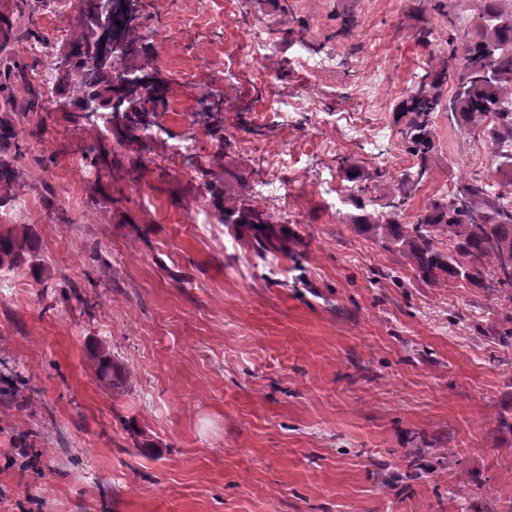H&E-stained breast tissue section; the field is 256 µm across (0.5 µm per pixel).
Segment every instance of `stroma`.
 Returning <instances> with one entry per match:
<instances>
[{
    "mask_svg": "<svg viewBox=\"0 0 512 512\" xmlns=\"http://www.w3.org/2000/svg\"><path fill=\"white\" fill-rule=\"evenodd\" d=\"M482 7L139 0L149 38L120 66L162 81L147 138L82 122L58 92L50 112L26 110L54 60L11 40L23 77L0 95V121L16 131L19 179L0 229L29 230L37 250L0 269V382H14L0 395V512H512V297L425 284L346 219L347 197L376 195L373 171L413 163L388 88L438 63L421 30L463 36ZM253 23L271 36L267 86L234 66ZM326 55L330 68L302 65ZM370 69L388 84L371 101ZM309 88L316 116L297 109ZM207 92L224 100L210 128ZM349 116L361 135L344 134ZM279 153L287 169L264 167ZM492 158L491 143L438 116L410 214ZM270 180L289 184L298 213L273 254L250 225L224 221L234 204L276 223L259 191ZM65 279L78 287L66 300Z\"/></svg>",
    "mask_w": 512,
    "mask_h": 512,
    "instance_id": "obj_1",
    "label": "stroma"
}]
</instances>
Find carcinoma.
I'll use <instances>...</instances> for the list:
<instances>
[{"label": "carcinoma", "instance_id": "carcinoma-1", "mask_svg": "<svg viewBox=\"0 0 512 512\" xmlns=\"http://www.w3.org/2000/svg\"><path fill=\"white\" fill-rule=\"evenodd\" d=\"M490 0L472 31L463 35L464 52L443 57L437 69L414 82L403 102L408 120L400 129L401 139L415 160L389 182L382 183L379 196L354 201L358 214L348 219L358 228L381 236L396 246L421 281L436 285L463 279L475 287L512 290V193L499 190L489 176L458 179L453 191L430 201L414 221L405 220L406 206L415 187L430 176L429 158L434 149L435 114L448 113L452 124L477 123L490 113L497 115L485 135L494 149L493 174L511 184L512 100L502 95L504 84L512 81V11L505 13ZM137 11L121 18L116 37L128 47L137 39ZM102 45L88 22L69 36V70L54 86L61 92L93 97L108 107L124 102L130 93L126 74L100 62ZM452 87L445 97L442 87ZM150 93L130 101L131 111L123 113L125 125L140 129L151 123L150 112L137 105L159 96V87L146 85ZM15 133L0 124V204L12 191L16 173L7 159ZM224 216L237 224H249L260 247L268 252L284 249L290 236L288 226L267 223L263 214L244 208L226 207ZM448 241V251L438 247ZM35 246L28 237L18 238L13 230L0 231V266L18 267Z\"/></svg>", "mask_w": 512, "mask_h": 512}]
</instances>
